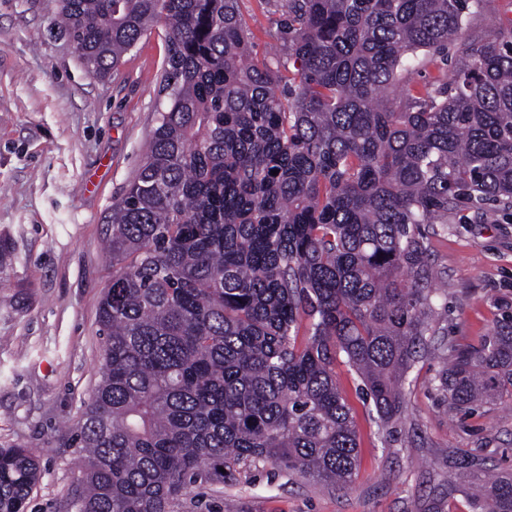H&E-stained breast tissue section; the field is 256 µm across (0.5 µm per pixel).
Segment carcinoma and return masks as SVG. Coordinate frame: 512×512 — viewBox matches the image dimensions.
Listing matches in <instances>:
<instances>
[{
  "mask_svg": "<svg viewBox=\"0 0 512 512\" xmlns=\"http://www.w3.org/2000/svg\"><path fill=\"white\" fill-rule=\"evenodd\" d=\"M484 2L286 0L282 61L253 54L238 0H58L95 77L155 24L167 40L158 125L112 203L78 512H170L261 465L350 485L337 355L380 427L401 418L432 330L426 225L512 210V30L468 32ZM450 53L451 72L410 86ZM446 351L448 409L512 402V315ZM450 468L477 512H512V474ZM39 473L31 449L1 447L0 512H25Z\"/></svg>",
  "mask_w": 512,
  "mask_h": 512,
  "instance_id": "carcinoma-1",
  "label": "carcinoma"
}]
</instances>
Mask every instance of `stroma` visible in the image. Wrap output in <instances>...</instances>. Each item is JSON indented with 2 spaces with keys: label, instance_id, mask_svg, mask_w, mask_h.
Wrapping results in <instances>:
<instances>
[{
  "label": "stroma",
  "instance_id": "35a3bbf8",
  "mask_svg": "<svg viewBox=\"0 0 512 512\" xmlns=\"http://www.w3.org/2000/svg\"><path fill=\"white\" fill-rule=\"evenodd\" d=\"M254 53L280 50L285 0H238ZM56 0H0V446L37 451L26 512H76L79 454L70 436L100 380L97 311L112 276L102 249L112 203L139 173L162 106L167 53L157 24L103 78L56 34ZM439 272L433 343L479 345L512 313V217L469 210L428 234ZM425 355L404 387L405 412L381 429L357 374L337 359L359 468L339 490L270 466L232 484L198 483L172 512H473L448 490V457L512 471V404L449 412Z\"/></svg>",
  "mask_w": 512,
  "mask_h": 512
}]
</instances>
